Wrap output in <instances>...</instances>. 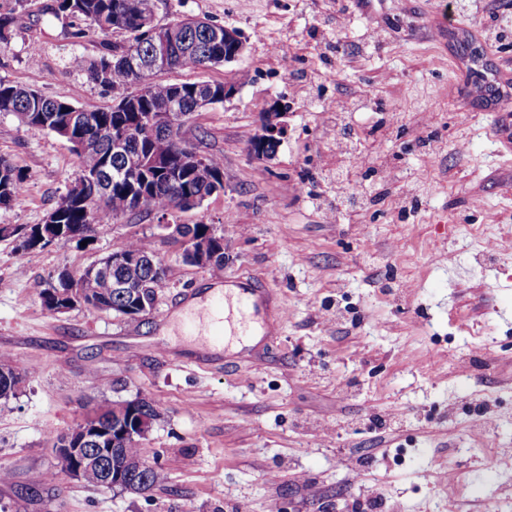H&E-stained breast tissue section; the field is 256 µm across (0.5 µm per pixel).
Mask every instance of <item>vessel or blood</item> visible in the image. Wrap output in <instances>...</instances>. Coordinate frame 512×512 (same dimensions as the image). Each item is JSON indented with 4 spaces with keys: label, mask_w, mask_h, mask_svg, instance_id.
<instances>
[{
    "label": "vessel or blood",
    "mask_w": 512,
    "mask_h": 512,
    "mask_svg": "<svg viewBox=\"0 0 512 512\" xmlns=\"http://www.w3.org/2000/svg\"><path fill=\"white\" fill-rule=\"evenodd\" d=\"M188 328L197 334L219 339L222 336H246L254 329L271 330L265 296L248 281L238 282L231 294L191 312Z\"/></svg>",
    "instance_id": "1"
}]
</instances>
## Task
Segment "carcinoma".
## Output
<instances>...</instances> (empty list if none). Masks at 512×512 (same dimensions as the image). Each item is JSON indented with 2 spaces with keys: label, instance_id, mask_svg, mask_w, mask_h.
Masks as SVG:
<instances>
[{
  "label": "carcinoma",
  "instance_id": "carcinoma-1",
  "mask_svg": "<svg viewBox=\"0 0 512 512\" xmlns=\"http://www.w3.org/2000/svg\"><path fill=\"white\" fill-rule=\"evenodd\" d=\"M53 10L58 16L78 19L89 23L101 34L108 35L122 30L132 35L127 45L103 43L101 56L87 67V78L100 86L107 94H115L114 103L96 110H86L67 100L51 99L39 91L0 79V112H12L18 116L30 114L25 125L53 131L61 126L74 124L86 128L98 143L95 154L85 156L82 165L92 167L97 158L106 161L103 174L124 173L120 182H108L107 189L94 196L86 191L83 178H78L60 202H69L63 210L60 224L50 233L67 243L76 238L90 242L118 218L135 211L130 194L146 191L151 194L148 210L161 215L178 209V200L190 198L203 202L207 197L224 190V184L216 182L215 174L224 170L220 157L210 155L201 169L186 170L179 166L182 140L180 135L157 136L143 139L142 169L137 172L123 171L125 157L112 151V133L127 126H140L148 114L165 106L175 112L178 126L199 108V101L219 89L222 84L183 83L182 96L175 98L176 84L160 78L143 81V77L125 67L130 51L139 55L146 66L154 49L150 36V23L156 15V0H56ZM183 32L184 45L173 51L170 61L172 70H195L204 64L224 61V28L216 23L178 22ZM0 205L7 208L20 203L26 187V175L0 160ZM181 235L193 240L208 241L215 260L211 267L224 266V236L216 233L211 224H182ZM126 253L138 257L137 263L112 271L110 276L85 277L82 282L84 305L90 309L112 311L130 321L148 314L139 306L140 288L166 280L167 269L156 256L149 241L133 238L123 246ZM69 285L60 273L49 278L40 297L44 309L51 313L66 301ZM16 367L6 354H0V405L15 398L22 376L14 375ZM138 413L148 417L150 423L115 445L113 458L123 470L131 474L124 491L142 494L149 491L157 480V473L145 468L141 442L159 417L157 408L149 401L140 400Z\"/></svg>",
  "mask_w": 512,
  "mask_h": 512
}]
</instances>
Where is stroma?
I'll return each instance as SVG.
<instances>
[{"instance_id": "obj_1", "label": "stroma", "mask_w": 512, "mask_h": 512, "mask_svg": "<svg viewBox=\"0 0 512 512\" xmlns=\"http://www.w3.org/2000/svg\"><path fill=\"white\" fill-rule=\"evenodd\" d=\"M53 2L20 10L0 79L110 105L86 68L128 34L55 16ZM156 16L247 39L233 63L166 75L237 84L181 132L222 157L224 190L163 217L128 213L84 246L23 252L0 237V352L28 372L0 415V512H353L370 496L380 512H512V0H158ZM488 83L489 104L476 92ZM277 99L288 135L259 159L249 141ZM0 158L27 175L23 204L0 208L14 229L42 223L81 173L66 141L10 112ZM340 179L367 196L337 198ZM163 222L214 225L223 268L186 264ZM133 238L167 269L142 321L43 308L51 276ZM242 279L268 285L272 335L217 354L171 327L205 285ZM136 398L160 412L142 442L149 492L64 476L28 491L32 472L59 469L48 430Z\"/></svg>"}]
</instances>
